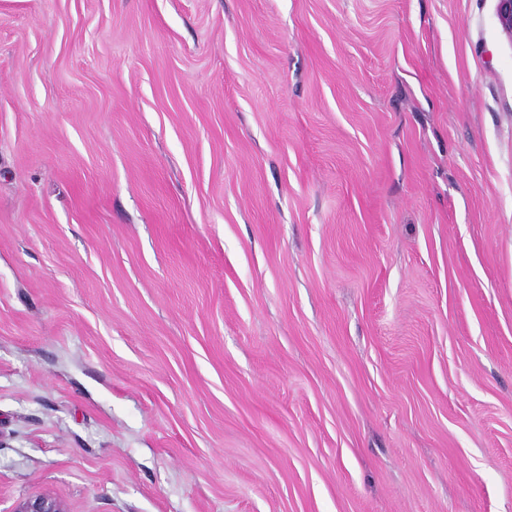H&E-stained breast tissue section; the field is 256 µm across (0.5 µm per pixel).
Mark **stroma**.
Segmentation results:
<instances>
[{"label": "stroma", "instance_id": "35a3bbf8", "mask_svg": "<svg viewBox=\"0 0 512 512\" xmlns=\"http://www.w3.org/2000/svg\"><path fill=\"white\" fill-rule=\"evenodd\" d=\"M496 0H0V512H512ZM10 512H68L64 502L50 491L18 499Z\"/></svg>", "mask_w": 512, "mask_h": 512}]
</instances>
